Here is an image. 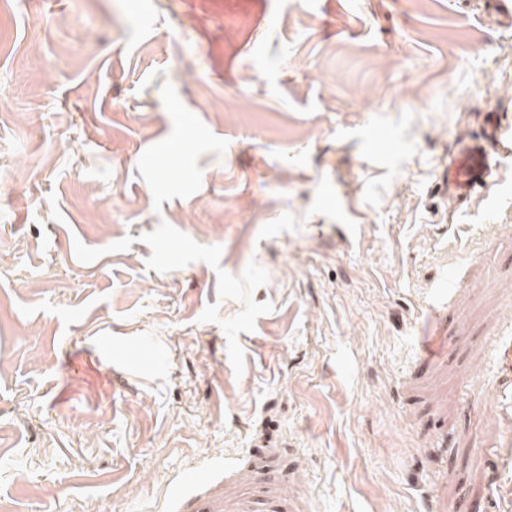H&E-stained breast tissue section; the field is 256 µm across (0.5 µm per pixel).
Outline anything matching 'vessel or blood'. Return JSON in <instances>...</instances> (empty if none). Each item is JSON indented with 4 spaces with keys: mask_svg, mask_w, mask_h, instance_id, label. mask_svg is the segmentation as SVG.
I'll list each match as a JSON object with an SVG mask.
<instances>
[{
    "mask_svg": "<svg viewBox=\"0 0 512 512\" xmlns=\"http://www.w3.org/2000/svg\"><path fill=\"white\" fill-rule=\"evenodd\" d=\"M511 154L512 123L493 122L453 155L448 165L449 197L462 204L487 191L494 182L496 157Z\"/></svg>",
    "mask_w": 512,
    "mask_h": 512,
    "instance_id": "b4317fda",
    "label": "vessel or blood"
}]
</instances>
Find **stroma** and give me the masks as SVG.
<instances>
[{"label":"stroma","mask_w":512,"mask_h":512,"mask_svg":"<svg viewBox=\"0 0 512 512\" xmlns=\"http://www.w3.org/2000/svg\"><path fill=\"white\" fill-rule=\"evenodd\" d=\"M497 112L501 0H0V512H512ZM512 123L496 120L479 138L461 145L448 164V196L463 204L494 182L495 157L511 156Z\"/></svg>","instance_id":"35a3bbf8"}]
</instances>
